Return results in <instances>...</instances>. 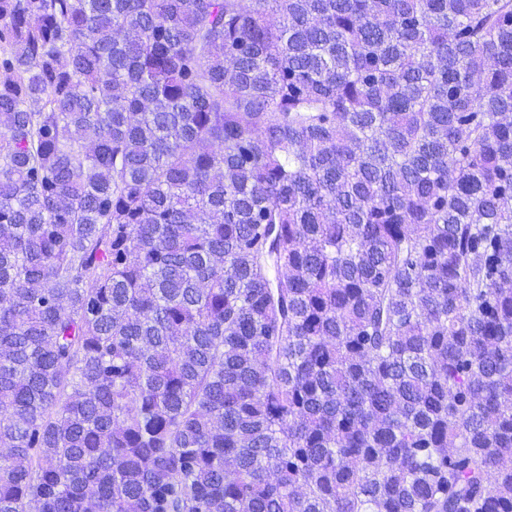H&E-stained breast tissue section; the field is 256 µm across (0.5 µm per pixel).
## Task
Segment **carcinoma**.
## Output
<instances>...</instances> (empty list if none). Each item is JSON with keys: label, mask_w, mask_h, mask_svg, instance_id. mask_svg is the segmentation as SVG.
Segmentation results:
<instances>
[{"label": "carcinoma", "mask_w": 512, "mask_h": 512, "mask_svg": "<svg viewBox=\"0 0 512 512\" xmlns=\"http://www.w3.org/2000/svg\"><path fill=\"white\" fill-rule=\"evenodd\" d=\"M0 512H512V0H0Z\"/></svg>", "instance_id": "cac0c4a2"}]
</instances>
